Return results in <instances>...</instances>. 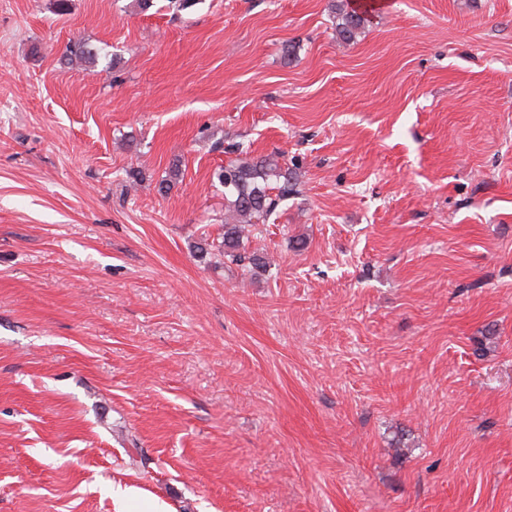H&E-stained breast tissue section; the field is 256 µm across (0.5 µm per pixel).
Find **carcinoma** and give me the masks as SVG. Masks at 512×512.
<instances>
[{
    "instance_id": "cac0c4a2",
    "label": "carcinoma",
    "mask_w": 512,
    "mask_h": 512,
    "mask_svg": "<svg viewBox=\"0 0 512 512\" xmlns=\"http://www.w3.org/2000/svg\"><path fill=\"white\" fill-rule=\"evenodd\" d=\"M369 23V13L349 4L339 8L336 31L346 41L356 38ZM97 53L86 44L70 47L68 63H92ZM224 186V234L218 239H202L194 245L200 258H224L245 272L267 268L266 258L257 252L241 250L244 226L274 213L280 202L294 193L295 172L284 168L275 158L256 163L236 160L214 172Z\"/></svg>"
}]
</instances>
